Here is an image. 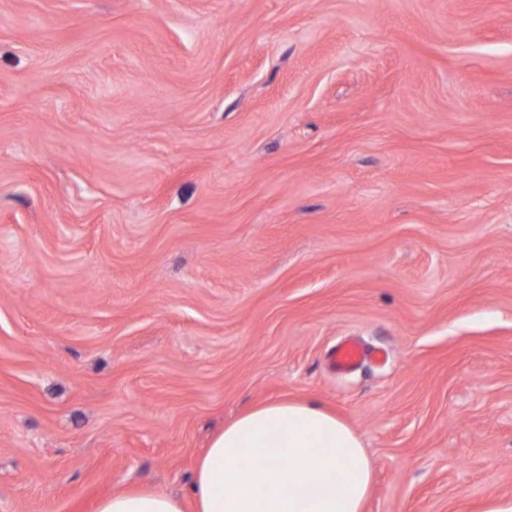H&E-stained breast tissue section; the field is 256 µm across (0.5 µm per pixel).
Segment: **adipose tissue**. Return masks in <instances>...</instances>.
I'll return each instance as SVG.
<instances>
[{"label": "adipose tissue", "mask_w": 512, "mask_h": 512, "mask_svg": "<svg viewBox=\"0 0 512 512\" xmlns=\"http://www.w3.org/2000/svg\"><path fill=\"white\" fill-rule=\"evenodd\" d=\"M373 473L345 421L310 401L279 400L240 415L212 440L190 499L125 491L102 499L96 512H363Z\"/></svg>", "instance_id": "1"}]
</instances>
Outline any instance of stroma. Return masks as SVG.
<instances>
[{
  "label": "stroma",
  "mask_w": 512,
  "mask_h": 512,
  "mask_svg": "<svg viewBox=\"0 0 512 512\" xmlns=\"http://www.w3.org/2000/svg\"><path fill=\"white\" fill-rule=\"evenodd\" d=\"M284 398L365 512L512 496V0H0V512ZM386 355L383 350L368 351L356 339L347 338L331 352L330 364L337 373H346L361 365L366 357L382 361Z\"/></svg>",
  "instance_id": "stroma-1"
}]
</instances>
